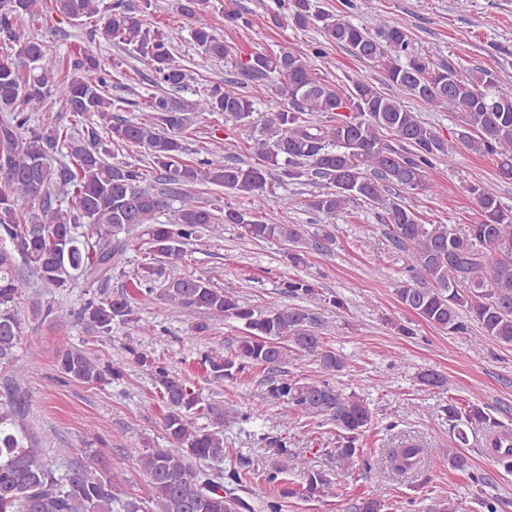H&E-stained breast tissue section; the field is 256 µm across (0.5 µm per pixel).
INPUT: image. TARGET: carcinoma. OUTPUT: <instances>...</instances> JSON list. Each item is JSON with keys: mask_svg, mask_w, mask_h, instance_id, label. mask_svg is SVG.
<instances>
[{"mask_svg": "<svg viewBox=\"0 0 512 512\" xmlns=\"http://www.w3.org/2000/svg\"><path fill=\"white\" fill-rule=\"evenodd\" d=\"M0 0V512H235L239 497L224 496V482L195 461L224 460V407L206 402L168 365L133 345L132 361L159 386L165 413L166 448H147L139 457L152 489L148 501L121 499L114 489L122 477L112 469L47 460L27 418L31 396L26 369L17 349L23 336L20 305L35 278L52 294L84 285L103 286L112 273L124 272L127 255L142 245L143 258L133 292L115 296L92 293L80 309L68 302L35 300V316L57 324L73 320L96 336L112 334L114 322L140 328L137 310L158 302L176 311L203 315L193 329L210 331L211 322L236 321L246 336L231 356L220 348L202 354L208 380L224 384L247 367L277 368L289 353L310 356L319 364L312 378L267 379V395L307 417L323 416L340 432L336 456L349 466L358 456L359 437L371 421L356 394L345 395L328 380L344 367L343 358L324 347L309 314L296 307L258 309L241 303L235 291L214 285L205 275H164L186 256L187 245L232 224L239 236L288 244L293 267L308 263L310 252H328L334 243L331 224L357 200L378 205V218L391 239L407 253L394 294L408 311L450 335L474 341L493 339L512 346V209L483 185H470L478 219L462 232L427 229L406 202L405 194L429 188L433 162H453L462 149L495 157L497 174L512 180V85L480 69L463 75L451 64L437 63L414 51L409 32L379 17L376 32L355 24L347 12L333 13L319 0H278L292 24L321 31L325 47L312 54L282 49L249 55L237 67L246 78L280 76L274 92L282 106L261 112L244 83L226 79L182 92L191 79L173 54L174 36L150 27L126 0ZM209 0H178L177 13L187 24L198 53L225 60L229 46L206 19ZM51 13L81 24L97 19L101 38L147 62L157 91L145 101L143 118L118 119L112 112L123 100L112 98V72L102 57L79 47L67 61L72 76L57 77L61 59L38 37H23L27 17ZM336 46L382 70L384 84L417 100L425 110L446 106L459 112L454 143L449 144L398 97L366 79L341 89L321 74L332 64ZM62 105L66 121L53 114ZM200 112L218 113L251 132L255 162H227L215 145L192 157L186 132ZM326 120H314L315 114ZM98 117L107 138L92 125ZM144 150L140 164L110 162L107 144ZM277 184L327 181L332 190L310 194L304 205L326 223L314 231L290 224L291 196L281 198L280 224L263 220L268 177ZM252 198L251 210L224 206L221 215L201 200L203 187ZM179 206H174V203ZM284 293L303 301L317 298L314 285L288 279ZM127 361L101 360L76 348L57 355L63 378L92 386L124 380ZM459 443L467 431L490 422L477 403L448 402ZM495 443L499 461L512 469V434ZM448 466L463 470L467 458L454 448H438ZM424 449L407 443L389 455L392 468L406 472L421 461ZM330 484L309 476L302 495L322 497Z\"/></svg>", "mask_w": 512, "mask_h": 512, "instance_id": "cac0c4a2", "label": "carcinoma"}]
</instances>
